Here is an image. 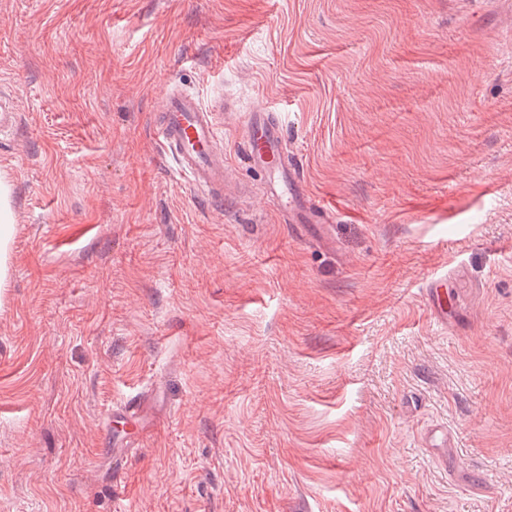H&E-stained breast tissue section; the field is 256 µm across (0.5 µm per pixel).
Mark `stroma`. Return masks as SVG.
Returning a JSON list of instances; mask_svg holds the SVG:
<instances>
[{"mask_svg": "<svg viewBox=\"0 0 512 512\" xmlns=\"http://www.w3.org/2000/svg\"><path fill=\"white\" fill-rule=\"evenodd\" d=\"M172 80L223 200L153 135ZM1 90L0 512H512V0H0ZM260 103L323 235L245 163ZM223 106L206 107L193 93L169 82L152 120L153 133L173 161L177 174L198 192L224 196L229 168L221 144ZM14 97L10 93L0 94V137L11 135L18 123ZM17 224L14 185L5 175L0 176V288H5L10 279L12 241ZM446 283V279L436 278L424 288L425 300L432 315L437 322L444 326L448 325V316L455 319V315L448 310L450 304ZM424 446L429 448L438 458L448 463V456L453 451V440L448 429L438 425L430 427L424 435Z\"/></svg>", "mask_w": 512, "mask_h": 512, "instance_id": "obj_1", "label": "stroma"}]
</instances>
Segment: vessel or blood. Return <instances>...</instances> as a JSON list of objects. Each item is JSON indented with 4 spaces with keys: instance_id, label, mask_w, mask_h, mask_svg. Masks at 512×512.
<instances>
[{
    "instance_id": "obj_1",
    "label": "vessel or blood",
    "mask_w": 512,
    "mask_h": 512,
    "mask_svg": "<svg viewBox=\"0 0 512 512\" xmlns=\"http://www.w3.org/2000/svg\"><path fill=\"white\" fill-rule=\"evenodd\" d=\"M221 110L206 107L193 93L177 83H169L164 100L152 120L153 133L173 161L177 174L198 192L222 197L229 169L224 163ZM18 123L15 100L0 94V137L13 133ZM246 160L261 179L267 200L279 210L284 223L300 229L327 224L328 207L312 197L305 181L288 162L283 128L263 106L244 114ZM425 300L440 324H447L449 298L446 281L431 280L424 290ZM426 448L445 459L453 451L446 428L435 425L425 435Z\"/></svg>"
}]
</instances>
